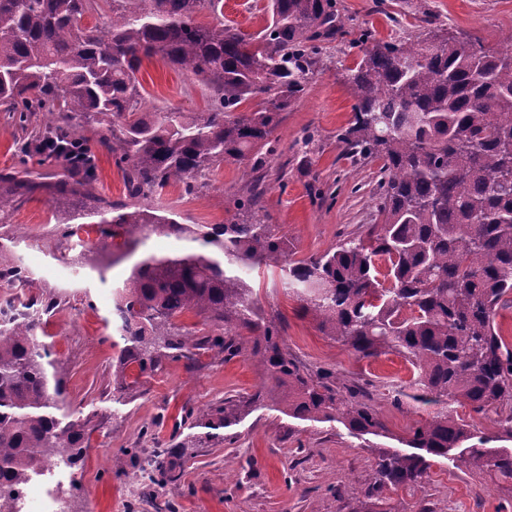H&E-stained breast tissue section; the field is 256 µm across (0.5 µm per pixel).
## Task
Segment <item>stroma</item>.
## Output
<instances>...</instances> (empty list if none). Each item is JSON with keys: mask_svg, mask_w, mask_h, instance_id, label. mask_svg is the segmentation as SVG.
<instances>
[{"mask_svg": "<svg viewBox=\"0 0 512 512\" xmlns=\"http://www.w3.org/2000/svg\"><path fill=\"white\" fill-rule=\"evenodd\" d=\"M346 24L320 44V54L303 96L284 114L272 142L262 213L266 223L291 236L303 259L335 247L350 234L366 231L376 217L377 163L346 156L337 136L352 118L354 97L347 68L361 58L362 35L387 41L417 35L427 22L461 37L477 36L499 49L512 30V0H336ZM224 22L246 33L263 29L267 0H223ZM150 109L207 110L210 91L198 78L162 61H143L136 74ZM312 136L317 150L304 155ZM247 185L242 167L224 162L210 184L194 196L171 186L155 198L191 224H221L234 212L231 198ZM18 244L0 251V270L23 264L33 278L27 295L42 302L39 341L51 347L63 374V397L76 418L87 421L85 448L73 465L71 493L78 512H350L373 473L374 458L364 440L337 423L308 424L276 411L259 409L225 430L222 442H208L181 459L182 477L159 481L147 467L153 451H170L188 432L198 410L229 397L263 390L248 352L227 358L209 348L188 357L165 358L153 372L129 366L133 386L123 404L112 395L120 348L106 319L114 290L146 254H165L176 242L153 237L136 249L122 239L106 242L113 261L106 280L84 266L80 252H63L60 225L50 197L21 199L0 224V238ZM262 308L281 327L288 353L311 370L329 369L344 383L368 391L390 437L406 436L426 407H396L397 392L409 391L410 364L398 354L359 358L320 332L301 315L296 297L280 273L254 277ZM123 458L122 474L102 462L103 454ZM408 505L425 503L431 512H512V495L473 470L445 459L434 464L421 485L397 493Z\"/></svg>", "mask_w": 512, "mask_h": 512, "instance_id": "1", "label": "stroma"}]
</instances>
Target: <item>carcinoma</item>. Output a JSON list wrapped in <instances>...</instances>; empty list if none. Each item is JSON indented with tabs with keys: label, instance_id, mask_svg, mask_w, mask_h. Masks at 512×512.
Listing matches in <instances>:
<instances>
[{
	"label": "carcinoma",
	"instance_id": "1",
	"mask_svg": "<svg viewBox=\"0 0 512 512\" xmlns=\"http://www.w3.org/2000/svg\"><path fill=\"white\" fill-rule=\"evenodd\" d=\"M95 0H0V112L23 123L43 117L38 142L60 171L0 174V214L37 191L54 202L64 236L95 224L104 237L138 245L156 236L185 248L134 265L116 289L112 321L125 368H156L161 350L194 330L175 324L193 311L219 334L205 343L234 356L251 349L272 395L224 399L197 414L176 444L180 455L242 423L265 400L306 422L342 424L356 438L387 437L368 392L328 370L310 372L280 343L243 272L278 268L318 329L361 358L388 352L413 368L408 398L429 417L398 439L368 446L375 458L364 498L351 512H400L388 492L418 486L440 458L456 460L512 494V343L496 327L512 306V36L490 51L443 29L373 41L348 69L353 118L338 135L345 151L381 162L379 222L322 254L294 260L293 243L264 223L259 206L267 145L282 112L305 91L318 42L344 20L336 0H268L256 34L224 24L221 0H111L112 19L82 20ZM207 8L208 25L196 16ZM200 78L213 92L205 112L144 105L136 73L143 60ZM122 173L125 199L95 193V152ZM248 161L250 192L225 224H187L151 200L178 185L191 196L225 160ZM28 316L0 323V494L11 496L50 458L72 463L86 424L59 400L62 377ZM500 416L497 431L471 416ZM165 481L178 460L157 464Z\"/></svg>",
	"mask_w": 512,
	"mask_h": 512
}]
</instances>
